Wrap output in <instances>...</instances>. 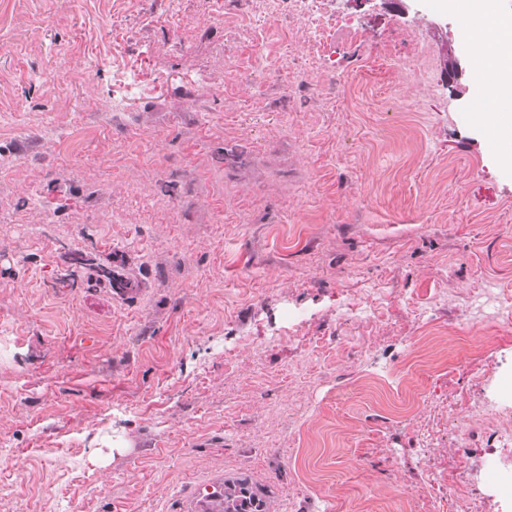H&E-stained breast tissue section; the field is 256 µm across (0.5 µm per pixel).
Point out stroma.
<instances>
[{
    "mask_svg": "<svg viewBox=\"0 0 512 512\" xmlns=\"http://www.w3.org/2000/svg\"><path fill=\"white\" fill-rule=\"evenodd\" d=\"M326 3L360 35L0 0V512H183L217 473L276 512H506L480 409L512 338L467 304L512 291V144L447 7ZM503 95L499 92L488 93L485 112H479L475 118L476 124L485 129L492 127L496 130L499 139L503 141H512V121L504 119L503 112H499L502 104Z\"/></svg>",
    "mask_w": 512,
    "mask_h": 512,
    "instance_id": "stroma-1",
    "label": "stroma"
}]
</instances>
